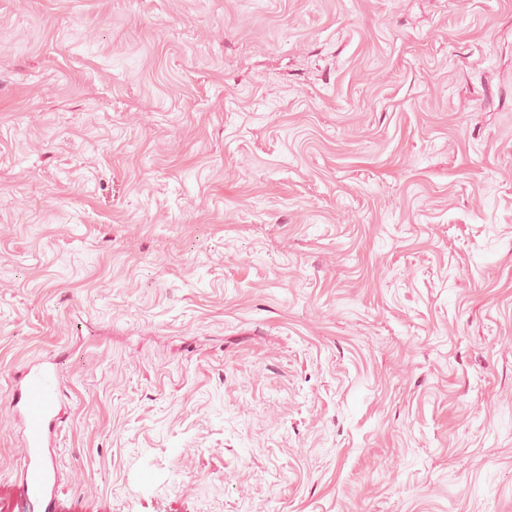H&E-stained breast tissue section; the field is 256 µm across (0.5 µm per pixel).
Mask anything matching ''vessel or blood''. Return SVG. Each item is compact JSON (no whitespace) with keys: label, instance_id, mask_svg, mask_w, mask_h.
<instances>
[{"label":"vessel or blood","instance_id":"obj_1","mask_svg":"<svg viewBox=\"0 0 512 512\" xmlns=\"http://www.w3.org/2000/svg\"><path fill=\"white\" fill-rule=\"evenodd\" d=\"M62 377L54 360L25 365L15 376L11 405L20 425L23 465L0 512H67L59 497L55 435L61 421Z\"/></svg>","mask_w":512,"mask_h":512}]
</instances>
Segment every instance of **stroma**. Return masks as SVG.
Segmentation results:
<instances>
[{
    "mask_svg": "<svg viewBox=\"0 0 512 512\" xmlns=\"http://www.w3.org/2000/svg\"><path fill=\"white\" fill-rule=\"evenodd\" d=\"M57 352L82 512H512V0H0V486Z\"/></svg>",
    "mask_w": 512,
    "mask_h": 512,
    "instance_id": "obj_1",
    "label": "stroma"
}]
</instances>
